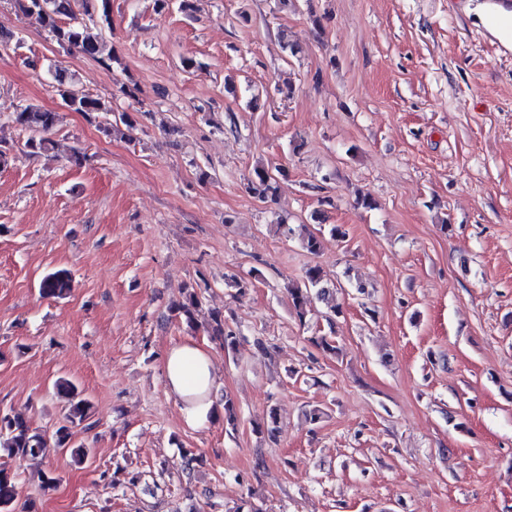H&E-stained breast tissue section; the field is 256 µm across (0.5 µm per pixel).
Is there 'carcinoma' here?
<instances>
[{
    "instance_id": "obj_1",
    "label": "carcinoma",
    "mask_w": 512,
    "mask_h": 512,
    "mask_svg": "<svg viewBox=\"0 0 512 512\" xmlns=\"http://www.w3.org/2000/svg\"><path fill=\"white\" fill-rule=\"evenodd\" d=\"M19 10L33 19L56 44L67 51L77 50L105 66L112 63V51L97 35L88 32L87 28L75 21V9L82 6L84 10L98 8L100 19L110 24L111 0H15ZM51 88L64 106L91 118L101 112L108 111L105 102L89 96L75 88L72 77L66 70L55 67L49 70ZM16 124L32 132L27 141V147L33 154H47L54 149V142L49 134L60 121L59 113L35 105H26L13 115ZM288 176V170L278 167L270 170L263 165L254 168L248 180V190L254 197L265 202L275 197L278 189V178ZM323 280L319 266H309L305 269L302 284L288 286V297L293 312L299 321H305L308 308L312 302L311 289H318V295L326 294V289L320 287ZM73 288V278L67 269H57L45 274L39 282V293L44 298H64ZM200 300L196 290H191L185 300L174 307L188 324L195 321V312ZM209 335L223 340L224 347L236 349L238 340L232 330L226 328L224 315L219 311L210 313L207 323ZM56 394L64 398V424L54 432L53 437L57 447L69 453L74 464L83 466L91 458L92 450L86 446L72 442L68 425L76 422L83 423L92 417L93 404L83 393V390L66 378H59L54 383ZM237 425V412L234 400L224 395V428L233 431ZM256 432L267 438L271 443L278 441L280 428L276 410L269 412V421L256 428ZM46 435L30 427L24 417L8 412L0 413V452L23 461L37 457L46 448ZM19 484L16 474L0 468V512H15V503L19 497Z\"/></svg>"
}]
</instances>
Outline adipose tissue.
<instances>
[{
	"mask_svg": "<svg viewBox=\"0 0 512 512\" xmlns=\"http://www.w3.org/2000/svg\"><path fill=\"white\" fill-rule=\"evenodd\" d=\"M163 376L187 427L199 429L217 418L213 395L223 387L224 375L208 344L187 339L170 346L164 355Z\"/></svg>",
	"mask_w": 512,
	"mask_h": 512,
	"instance_id": "adipose-tissue-1",
	"label": "adipose tissue"
}]
</instances>
